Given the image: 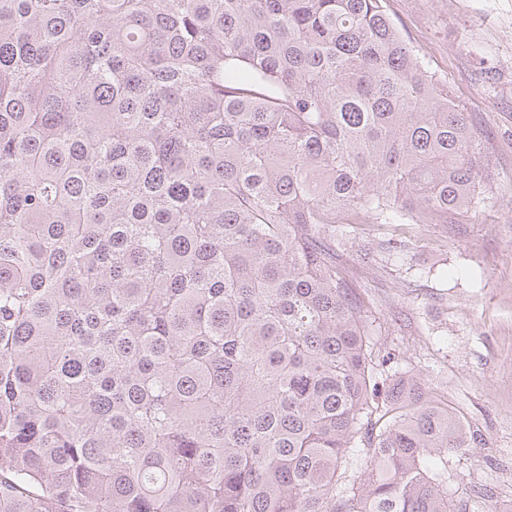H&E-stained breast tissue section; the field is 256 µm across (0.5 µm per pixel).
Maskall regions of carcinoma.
<instances>
[{
	"mask_svg": "<svg viewBox=\"0 0 512 512\" xmlns=\"http://www.w3.org/2000/svg\"><path fill=\"white\" fill-rule=\"evenodd\" d=\"M488 163L383 0H0V512H467L333 244Z\"/></svg>",
	"mask_w": 512,
	"mask_h": 512,
	"instance_id": "carcinoma-1",
	"label": "carcinoma"
}]
</instances>
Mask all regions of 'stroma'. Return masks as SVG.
<instances>
[{
    "instance_id": "1",
    "label": "stroma",
    "mask_w": 512,
    "mask_h": 512,
    "mask_svg": "<svg viewBox=\"0 0 512 512\" xmlns=\"http://www.w3.org/2000/svg\"><path fill=\"white\" fill-rule=\"evenodd\" d=\"M402 38L475 127L490 133L483 200L448 224H357L336 252L369 309L374 351L447 400L485 443L448 461L512 499V0H384ZM406 244L363 262L365 244Z\"/></svg>"
}]
</instances>
